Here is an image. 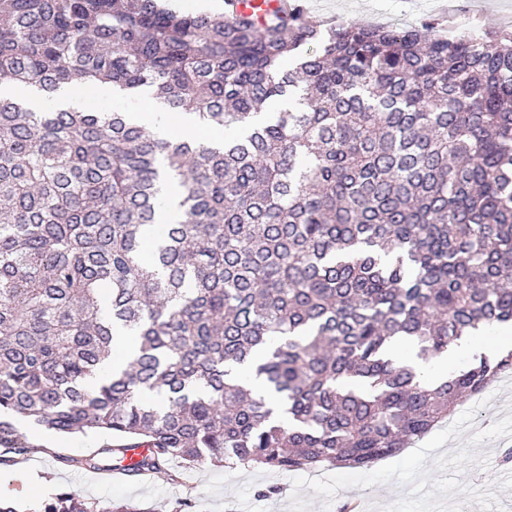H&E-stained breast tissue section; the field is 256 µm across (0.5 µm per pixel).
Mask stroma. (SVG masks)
Returning <instances> with one entry per match:
<instances>
[{"label": "stroma", "instance_id": "stroma-1", "mask_svg": "<svg viewBox=\"0 0 512 512\" xmlns=\"http://www.w3.org/2000/svg\"><path fill=\"white\" fill-rule=\"evenodd\" d=\"M306 0L311 19L405 27L437 19L455 33L481 27L512 31V0ZM512 409L495 390L484 402L467 397L450 423H442L409 448L362 468L319 467L310 471H268L223 464L186 468L168 464L153 483L86 481L45 453L18 466L0 468V495L20 512H41L57 495L76 490L90 502L129 500L151 512H338L354 496L369 512H512ZM52 480L42 493L28 494L26 476Z\"/></svg>", "mask_w": 512, "mask_h": 512}]
</instances>
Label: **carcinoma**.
<instances>
[{
  "label": "carcinoma",
  "mask_w": 512,
  "mask_h": 512,
  "mask_svg": "<svg viewBox=\"0 0 512 512\" xmlns=\"http://www.w3.org/2000/svg\"><path fill=\"white\" fill-rule=\"evenodd\" d=\"M0 76L234 131L213 147L0 96V466L144 447L153 470L362 467L512 371L510 351L427 380L390 354L406 338L429 364L512 324V32L0 0ZM166 178L182 220L150 247ZM118 328L136 354L85 386ZM20 419L113 442L51 451ZM42 512L149 510L70 491Z\"/></svg>",
  "instance_id": "1"
}]
</instances>
